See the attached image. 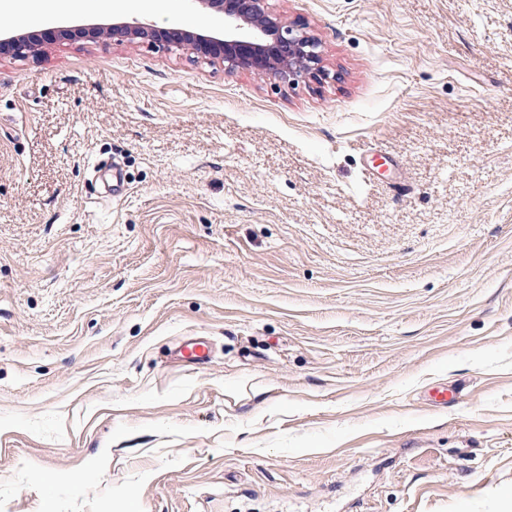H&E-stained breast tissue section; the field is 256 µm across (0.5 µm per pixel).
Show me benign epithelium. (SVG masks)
<instances>
[{
	"label": "benign epithelium",
	"instance_id": "1",
	"mask_svg": "<svg viewBox=\"0 0 512 512\" xmlns=\"http://www.w3.org/2000/svg\"><path fill=\"white\" fill-rule=\"evenodd\" d=\"M193 8L215 14L219 28H159L146 16L112 15L110 23L74 29L39 31L0 27V52L18 59L42 52L58 36L96 42L109 35L117 44L162 45L228 73L251 71L289 84L327 79L321 43L303 25L289 24L269 10L268 0H186Z\"/></svg>",
	"mask_w": 512,
	"mask_h": 512
}]
</instances>
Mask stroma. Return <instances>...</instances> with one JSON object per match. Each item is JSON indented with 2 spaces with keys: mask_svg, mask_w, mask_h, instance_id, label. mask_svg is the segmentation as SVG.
I'll return each instance as SVG.
<instances>
[{
  "mask_svg": "<svg viewBox=\"0 0 512 512\" xmlns=\"http://www.w3.org/2000/svg\"><path fill=\"white\" fill-rule=\"evenodd\" d=\"M269 7L0 55V512H512V0ZM193 8L216 14L220 28H159L145 15L112 14L111 23L74 29L39 31L1 25L0 52L18 59L42 52L44 42L59 35L97 42L112 36L117 44L162 45L169 52L189 54L225 72L251 71L295 84L327 79L321 43L303 25L288 24L269 10L268 0H184Z\"/></svg>",
  "mask_w": 512,
  "mask_h": 512,
  "instance_id": "stroma-1",
  "label": "stroma"
}]
</instances>
